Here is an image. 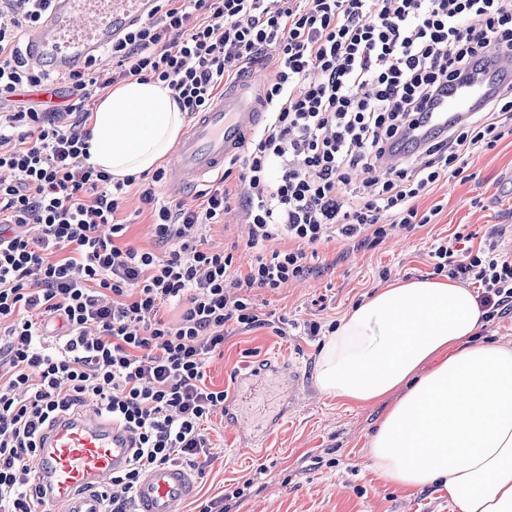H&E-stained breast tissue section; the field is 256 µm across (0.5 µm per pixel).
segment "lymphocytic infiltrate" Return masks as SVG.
Listing matches in <instances>:
<instances>
[{
    "label": "lymphocytic infiltrate",
    "mask_w": 512,
    "mask_h": 512,
    "mask_svg": "<svg viewBox=\"0 0 512 512\" xmlns=\"http://www.w3.org/2000/svg\"><path fill=\"white\" fill-rule=\"evenodd\" d=\"M51 2L0 0V170L13 175L0 180V512H44L38 437L88 403L133 437L106 499L108 512H132L143 473L210 458L202 424L227 394L204 367L226 326H269L252 290L300 283L320 244L372 248L394 227L433 223L441 205L420 201L512 134L511 82L450 130L411 137L489 46L512 49V0H158L156 18L113 40L108 76L93 59L64 75L21 59V30ZM268 58L267 120L224 165L234 190L165 201L157 169L140 198L166 250L123 242L116 213L134 180L88 164L92 100L152 79L192 116ZM55 85L68 91L63 110H9L22 90ZM235 200L255 253L243 273L206 245ZM276 237L290 248L265 254ZM429 257L434 274L476 286L487 319L512 313V261L496 234L437 239ZM168 305L177 319H164Z\"/></svg>",
    "instance_id": "1"
}]
</instances>
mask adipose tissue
Here are the masks:
<instances>
[{"label": "adipose tissue", "mask_w": 512, "mask_h": 512, "mask_svg": "<svg viewBox=\"0 0 512 512\" xmlns=\"http://www.w3.org/2000/svg\"><path fill=\"white\" fill-rule=\"evenodd\" d=\"M185 119L163 83L122 82L92 111L89 162L116 180L153 171ZM483 316L452 280L397 282L342 319L316 380L351 406L388 402L368 448L386 481L442 489L455 512H512V349L474 342Z\"/></svg>", "instance_id": "adipose-tissue-1"}]
</instances>
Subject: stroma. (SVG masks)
Segmentation results:
<instances>
[{
  "mask_svg": "<svg viewBox=\"0 0 512 512\" xmlns=\"http://www.w3.org/2000/svg\"><path fill=\"white\" fill-rule=\"evenodd\" d=\"M465 179L452 178L421 208L442 204L435 223L415 232L394 231L372 249L343 254L339 242L318 248L311 263L317 272L276 293L258 291L263 312L288 319V333L276 335L264 327L246 334L228 331L223 352L206 363L207 385L233 391L237 379L267 359L284 356L299 362L304 381L288 423L256 447L241 444L239 431L215 412L205 427L212 455L197 477L194 496L179 512H199L207 501L224 497V512H453L444 491L427 489L410 495L382 479L370 466L367 448L385 407H355L327 396L316 382V365L323 337L303 333L304 324L318 320L337 323L353 307L384 288L388 281L430 279L428 252L434 240L455 232L485 238L500 231L499 249L512 259V135L474 156ZM119 219L129 226L127 242L153 248V228L140 199L131 189ZM247 227L238 212L212 225L208 244L233 256V266L246 270L252 253L245 246ZM325 297V308L315 301ZM254 485L238 498L227 491L246 479Z\"/></svg>",
  "mask_w": 512,
  "mask_h": 512,
  "instance_id": "1",
  "label": "stroma"
}]
</instances>
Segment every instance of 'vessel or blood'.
<instances>
[{
  "label": "vessel or blood",
  "instance_id": "1",
  "mask_svg": "<svg viewBox=\"0 0 512 512\" xmlns=\"http://www.w3.org/2000/svg\"><path fill=\"white\" fill-rule=\"evenodd\" d=\"M156 0H54L46 16L26 30L31 62L68 72L103 49L130 26L155 14ZM265 80L246 74L187 126L169 159L174 184L187 188L239 157L265 118ZM503 87L488 72L456 83L433 114L438 126L475 111ZM302 383L298 364L276 357L240 378L224 403V419L245 444L271 436L287 421ZM132 448L128 432L99 418L94 408L59 417L40 438L34 462L46 512H106L104 489L126 467ZM195 476L173 465L143 474L134 492L135 512H177L191 494Z\"/></svg>",
  "mask_w": 512,
  "mask_h": 512
}]
</instances>
